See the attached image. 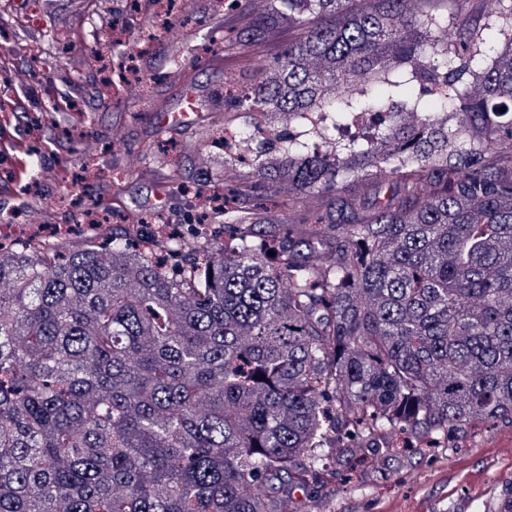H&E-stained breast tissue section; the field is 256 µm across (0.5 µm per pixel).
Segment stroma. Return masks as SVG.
Segmentation results:
<instances>
[{
  "instance_id": "stroma-1",
  "label": "stroma",
  "mask_w": 512,
  "mask_h": 512,
  "mask_svg": "<svg viewBox=\"0 0 512 512\" xmlns=\"http://www.w3.org/2000/svg\"><path fill=\"white\" fill-rule=\"evenodd\" d=\"M268 0H175L167 25L152 9L128 11L126 0H0V141L22 140L31 171L13 179L15 158L0 151V228L30 235L77 226L83 211L135 224L162 215L181 234L178 256L198 243L194 192L238 181L258 158L252 147L223 150L225 131L255 132V115L233 112L226 92L249 86L282 45L288 27L227 55L224 44L261 17ZM128 34L158 31L126 72L124 47L109 24ZM193 107L196 122L161 125L157 114ZM481 431L470 448L430 459H392L364 449L341 466L324 512H496L512 500V447Z\"/></svg>"
}]
</instances>
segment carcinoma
<instances>
[{
	"label": "carcinoma",
	"instance_id": "1",
	"mask_svg": "<svg viewBox=\"0 0 512 512\" xmlns=\"http://www.w3.org/2000/svg\"><path fill=\"white\" fill-rule=\"evenodd\" d=\"M444 2L270 0L236 33L300 30L226 97L300 131L184 272L137 228L0 244V512H288L391 429L512 425V0L496 48Z\"/></svg>",
	"mask_w": 512,
	"mask_h": 512
}]
</instances>
